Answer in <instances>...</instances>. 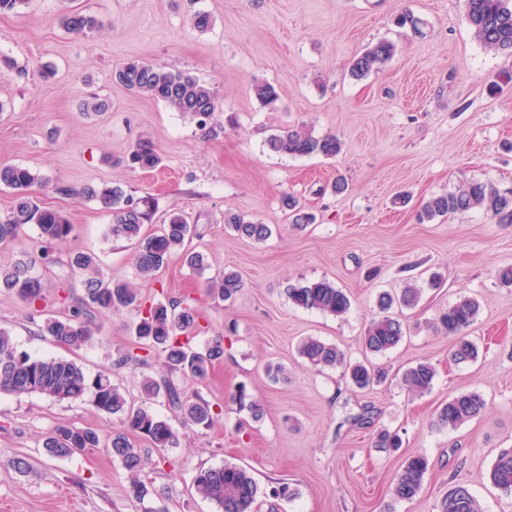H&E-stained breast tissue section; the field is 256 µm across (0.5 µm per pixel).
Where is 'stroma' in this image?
Segmentation results:
<instances>
[{"label": "stroma", "mask_w": 512, "mask_h": 512, "mask_svg": "<svg viewBox=\"0 0 512 512\" xmlns=\"http://www.w3.org/2000/svg\"><path fill=\"white\" fill-rule=\"evenodd\" d=\"M96 15L102 29L83 36L59 24L65 9ZM198 11L213 25L199 32ZM411 12L421 33L395 20ZM395 43L380 71L357 80L351 58L371 44ZM184 70L212 86L221 105L206 124L114 83L112 71L131 60ZM259 81L280 92L276 108L260 104ZM109 108L85 115L90 97ZM336 136L334 157L272 153L267 139L286 127ZM141 139L151 140L163 165L144 172L119 159ZM0 164L30 168L48 179L40 198L73 227L55 246L54 264L39 267L43 294L57 314L81 296L67 288L71 253L94 254L112 279L137 284L142 302L186 300L202 315L197 344L224 341V358L204 381H182L187 395L214 404L210 428L184 425L165 397L150 410L167 419L179 444L148 448L146 475L156 489L144 502L127 495L131 476L113 457L118 418L86 401L39 394L0 393V512H217L198 497L200 467L231 462L245 467L261 493L254 512H439L455 485L469 486L481 512H512V495L491 483L499 453L512 448V287L498 268L512 264V224L484 211L420 222L418 209L434 195L471 181L512 189V55L486 49L464 16V0H30L0 14ZM343 179L345 192L332 184ZM118 186L148 213L143 234L171 213L184 214L196 232L189 250L204 254L196 272L175 260L154 279L139 280L134 242L113 240L112 217L86 187ZM295 195L316 216L291 223L281 204ZM235 212L267 224L262 242L237 236L224 224ZM238 272L236 298L211 294L209 281ZM326 279L347 293L349 312L336 318L295 307L284 290L297 281ZM423 288L418 305L394 309L408 326L403 342L383 355L365 353L362 338L378 317L376 297L406 283ZM479 314L469 331L477 361L448 359L454 339L434 331L439 312L462 296ZM130 309L93 315L94 336L69 349L40 331L41 319L14 295L0 293V328L34 357L77 361L88 376L112 375L140 399L143 376H159L163 355L114 369L136 351ZM307 336L336 344L347 360L382 367L385 382L353 387L343 368L316 370L296 346ZM435 365L432 388L409 393L404 371ZM284 373L271 379L268 364ZM264 408L260 420L232 403L238 386ZM476 391L485 412L455 429L433 424L455 395ZM95 430L101 444L68 456L48 455L44 438L56 427ZM396 433L399 448L373 443L380 430ZM425 455L419 493L398 501L392 483L407 458ZM32 469L18 472L16 458ZM288 483L294 499L271 492Z\"/></svg>", "instance_id": "1"}]
</instances>
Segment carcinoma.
Returning a JSON list of instances; mask_svg holds the SVG:
<instances>
[{"label": "carcinoma", "instance_id": "obj_1", "mask_svg": "<svg viewBox=\"0 0 512 512\" xmlns=\"http://www.w3.org/2000/svg\"><path fill=\"white\" fill-rule=\"evenodd\" d=\"M465 19L475 36L487 48L512 53V0H465ZM63 27L70 33L86 35L95 31L99 19L89 13L68 11L61 17ZM396 47L388 40H380L356 55L350 64V75L362 79L380 69L394 55ZM115 81L126 89L145 94L162 102L173 112L190 114L204 123L220 104L216 92L188 72L168 70L150 62L131 60L114 72ZM256 99L265 107H273L280 98L277 88L269 82H256L252 87ZM269 150L291 156L334 157L341 144L334 136H314L298 129H288L272 135L267 140ZM128 162L134 168L152 170L162 162L161 154L149 139L137 141L128 154ZM39 181L26 167L12 164L0 165V187L12 191L14 205L4 217L0 216V244L15 241L21 229L34 224L42 243L53 245L64 242L72 232V225L58 210L41 205L33 186ZM86 194L100 201L112 214L109 233L116 239H126L138 244L135 266L137 276L151 279L156 272L179 257L190 268L201 271L205 263L202 255L183 251L184 243L195 232V227L183 215L173 213L166 224L154 234L143 235L142 224L146 213L141 211L125 195L119 186L95 189L89 187ZM282 204L290 212L292 223L311 224L314 216L304 211L298 200L286 194ZM473 209L486 212L499 224H512V192H502L487 182L472 181L446 194L431 197L425 202L419 218L431 221L437 216L465 213ZM224 223L238 236L262 242L271 235L267 224L247 220L239 214H227ZM71 273L80 277L84 290V306L72 310L66 316L44 318L41 331L57 342L69 347H79L87 342L91 331L84 322L87 309L112 313L127 308L138 309L135 334L149 348H159L164 354L163 373L160 378L146 377L140 390L147 399L164 394L169 405L180 414L184 423L198 428L211 426L214 404L197 396L188 398L175 377L203 379L212 364L224 356L220 343L203 348L194 346L199 327L197 310L173 301H140L136 288L128 282H114L108 277L96 257L91 253L78 252L70 258ZM242 288L241 276L234 272L211 285V289L224 300L235 297ZM0 291L16 296L31 309L43 301V288L36 271V261L28 253L2 265L0 264ZM288 300L297 307L316 310L333 316H342L350 308L347 294L327 279L303 281L286 288ZM420 289L408 285L400 295L382 292L377 297L381 316L372 319L365 336V350L383 355L397 347L407 329L403 322L389 314L394 305L414 307L420 299ZM479 312L478 302L463 297L448 306L437 320V328L456 342L450 351L455 363L477 359V346L468 339L467 331ZM299 355L317 369L336 367L344 363L339 347L318 338L307 337L298 347ZM350 382L357 388H366L382 380L381 371L362 363L346 366ZM435 369L428 363H419L405 370L402 376L408 390L423 394L432 387ZM13 394L38 393L57 401L88 399L99 411L118 416L125 429L112 435L109 447L112 456L123 467L135 474L128 488L131 499L141 502L157 493L153 485L136 477L145 465L142 449L130 441L135 434L149 440L153 447L172 448L179 438L169 422L146 407H133L126 390L112 383V377L100 373L89 377L76 361L65 358H34L18 349L9 331L0 328V392ZM233 400L240 408L248 409L251 416H263L260 404L250 399L245 386H239ZM486 401L478 392H466L448 400L438 411L435 426L457 428L480 415ZM98 435L75 426L57 427L45 440L44 447L53 456L65 457L85 448H96ZM428 470V461L422 455L411 456L397 474L392 495L398 500H409L421 489ZM492 484L505 493L512 494V449L502 451L490 472ZM193 487L203 499L213 502L219 512H252L259 487L250 472L242 466L226 463L220 467L200 468L193 477ZM439 512H480L468 486L455 485L442 500Z\"/></svg>", "mask_w": 512, "mask_h": 512}]
</instances>
